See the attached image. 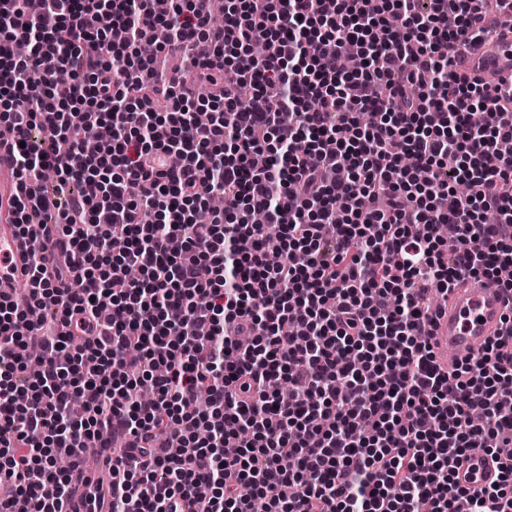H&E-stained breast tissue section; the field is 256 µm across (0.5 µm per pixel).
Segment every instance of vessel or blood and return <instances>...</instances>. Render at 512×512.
<instances>
[{"instance_id":"obj_1","label":"vessel or blood","mask_w":512,"mask_h":512,"mask_svg":"<svg viewBox=\"0 0 512 512\" xmlns=\"http://www.w3.org/2000/svg\"><path fill=\"white\" fill-rule=\"evenodd\" d=\"M472 80L496 84L512 80V29L481 45L461 64ZM16 177L7 153L0 151V297L12 296L23 282L28 252L22 246L14 222ZM508 298L503 288L489 279L470 278L449 293L428 329L427 340L443 371L451 372L466 358L478 356L485 344L499 336ZM466 488H486L500 481L498 465L480 448L469 450L456 472Z\"/></svg>"}]
</instances>
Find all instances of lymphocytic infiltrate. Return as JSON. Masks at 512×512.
Here are the masks:
<instances>
[{
	"label": "lymphocytic infiltrate",
	"instance_id": "1",
	"mask_svg": "<svg viewBox=\"0 0 512 512\" xmlns=\"http://www.w3.org/2000/svg\"><path fill=\"white\" fill-rule=\"evenodd\" d=\"M376 2L0 0L15 222L64 242L0 301V512H65L90 439L109 512H512V314L451 374L425 339L432 293L512 294V91L456 72L512 0ZM456 481L469 489L486 488L499 483V467L482 448H472L462 458Z\"/></svg>",
	"mask_w": 512,
	"mask_h": 512
}]
</instances>
